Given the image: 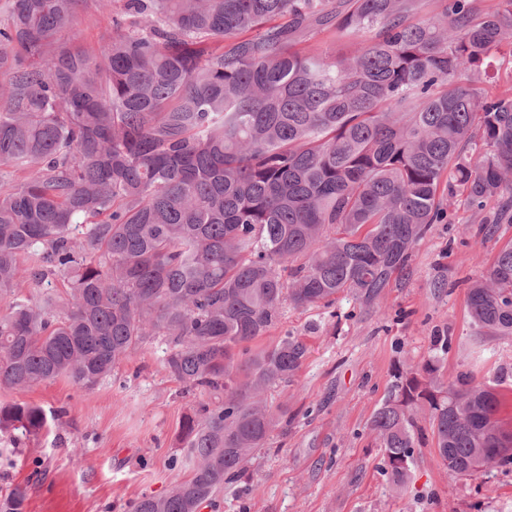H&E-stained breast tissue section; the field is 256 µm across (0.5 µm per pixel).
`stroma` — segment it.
<instances>
[{"mask_svg":"<svg viewBox=\"0 0 512 512\" xmlns=\"http://www.w3.org/2000/svg\"><path fill=\"white\" fill-rule=\"evenodd\" d=\"M121 7V0L85 6L67 33L70 44L97 53ZM449 213L450 223L432 225L415 246L409 276L391 282L373 308L342 296L328 308L285 309L262 342L288 333L308 348L300 371L267 396L287 409L288 425L271 433L247 479L201 512H512V463L477 480L449 474L428 411L415 415L421 443L402 491L391 488L369 431L399 366L423 364L438 336L449 339L441 379L464 374L498 386L499 417L512 427V336L478 335L467 310L470 286L512 244V224L488 232L459 196ZM163 350L156 341L139 346L90 391L65 378L21 391L0 387V403L63 415L0 469V488L32 479L26 512H129L137 498L166 493L185 475L171 462L182 455V419L198 399L169 376ZM501 376L506 384H498Z\"/></svg>","mask_w":512,"mask_h":512,"instance_id":"35a3bbf8","label":"stroma"}]
</instances>
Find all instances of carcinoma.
Listing matches in <instances>:
<instances>
[{
	"label": "carcinoma",
	"instance_id": "1",
	"mask_svg": "<svg viewBox=\"0 0 512 512\" xmlns=\"http://www.w3.org/2000/svg\"><path fill=\"white\" fill-rule=\"evenodd\" d=\"M85 2L9 0L0 28V386L92 389L164 344L202 398L182 427L192 473L132 512H200L287 415L263 394L307 348L288 333L255 348L285 305L374 307L448 223L447 192L512 222V86L483 87L512 0H435L417 21L421 0H123L135 24L113 20L95 56L61 39ZM316 29L354 50H296ZM468 308L478 334L512 336V245ZM447 353L439 336L403 365L371 421L398 488L423 408L448 471L512 463L497 392L440 381ZM47 427L40 406L0 404V455ZM29 488L1 490L0 512H24Z\"/></svg>",
	"mask_w": 512,
	"mask_h": 512
}]
</instances>
